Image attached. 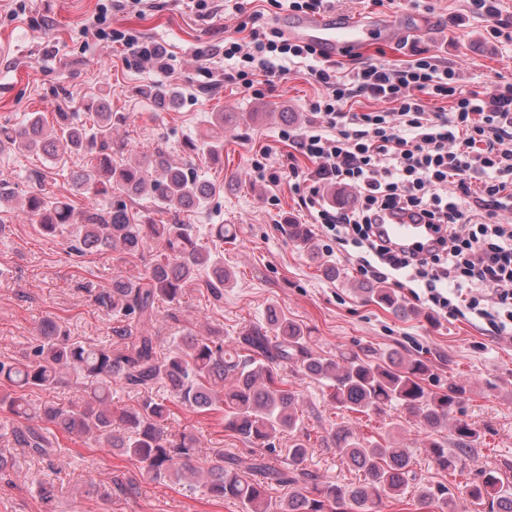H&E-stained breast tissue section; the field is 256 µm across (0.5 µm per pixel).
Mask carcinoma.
<instances>
[{
	"label": "carcinoma",
	"instance_id": "1",
	"mask_svg": "<svg viewBox=\"0 0 512 512\" xmlns=\"http://www.w3.org/2000/svg\"><path fill=\"white\" fill-rule=\"evenodd\" d=\"M143 93L160 104L173 102L176 94L162 84ZM93 116L87 125L75 112H57L49 124L40 112H26L21 122L0 125V152L18 149L61 159L66 155L91 157L90 166L68 174L76 190L108 198L117 191L132 199L147 195L157 211L178 216L207 203L222 187L198 173L194 165L170 160L158 146L131 163H118L114 155L127 144L114 137L116 123L107 98L86 105ZM224 141L217 134L204 142L202 156L217 160ZM46 174L31 169L28 212L40 232L57 235L65 224L75 225L77 253L115 250L128 257L144 254L151 241L161 249L138 280L112 279L93 293V303L111 313L121 326L113 339L90 344L70 335L51 319L21 360L0 361V437L43 457L53 447L56 433L84 438L96 448L116 450L136 462L151 481L198 491L213 500L233 502L242 512H378L382 498H398L417 480L407 449L389 437L364 438L345 423L335 424L320 441L336 449L345 461L362 472L358 485L341 484L311 473L305 466L310 435L301 431L303 403L298 392L285 387L278 371L293 363L328 389L331 405L341 411L371 416L396 405L426 433L447 424L462 386L448 381V391L426 387L428 365L405 359L398 352L351 351L336 357L314 353L311 331L285 314L271 309L266 323L253 325L235 337L211 329L206 335L187 333L163 356L157 355L153 336L159 302L174 307L183 290L202 269L209 271L204 286L221 294L229 274L224 258L201 243L192 225L172 220L158 224L138 217L120 199L101 208L76 211L64 198L44 193ZM288 237L316 258L308 226L288 225ZM368 298L390 306L402 316L415 311L396 298L391 289L375 283L363 289ZM69 373L81 381L88 396L67 404H36L26 391H47L63 383ZM130 389H164L161 398L147 397L133 408H112V385ZM224 412V431L250 447L242 459L220 453L206 458L207 468L197 466L205 443L193 433L175 434L167 421L171 407ZM293 436L288 463H268L284 434ZM455 449L431 441L430 454L442 471L460 470L462 457L481 445V433L464 420L453 425ZM291 488L288 500L273 502L269 491ZM419 512H512V480L495 471L467 485L456 497L440 483L418 489Z\"/></svg>",
	"mask_w": 512,
	"mask_h": 512
}]
</instances>
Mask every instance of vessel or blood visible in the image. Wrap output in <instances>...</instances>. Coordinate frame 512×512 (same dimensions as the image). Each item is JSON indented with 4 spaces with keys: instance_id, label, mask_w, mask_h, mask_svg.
I'll return each instance as SVG.
<instances>
[{
    "instance_id": "b4317fda",
    "label": "vessel or blood",
    "mask_w": 512,
    "mask_h": 512,
    "mask_svg": "<svg viewBox=\"0 0 512 512\" xmlns=\"http://www.w3.org/2000/svg\"><path fill=\"white\" fill-rule=\"evenodd\" d=\"M286 30L290 39L313 45L329 59L350 54L378 35L403 40L416 32L415 26L404 19L396 23L379 18L363 20L336 11L294 17ZM383 232L413 246L425 243L429 234L425 224L406 216L392 218L384 224Z\"/></svg>"
}]
</instances>
